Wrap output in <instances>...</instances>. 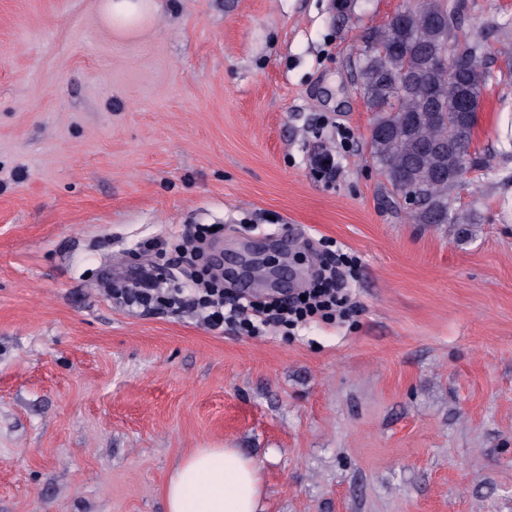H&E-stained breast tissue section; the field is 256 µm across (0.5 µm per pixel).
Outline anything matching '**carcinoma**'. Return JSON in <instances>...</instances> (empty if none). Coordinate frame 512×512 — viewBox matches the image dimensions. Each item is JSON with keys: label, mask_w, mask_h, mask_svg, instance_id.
Segmentation results:
<instances>
[{"label": "carcinoma", "mask_w": 512, "mask_h": 512, "mask_svg": "<svg viewBox=\"0 0 512 512\" xmlns=\"http://www.w3.org/2000/svg\"><path fill=\"white\" fill-rule=\"evenodd\" d=\"M465 0H419L401 16L370 27L356 58L357 78L372 124L373 162L404 197L414 193V224H470L473 214L456 206L459 167L479 166L469 153L477 111L492 72L486 62L482 31L463 30ZM441 53L459 57L451 76L433 72Z\"/></svg>", "instance_id": "carcinoma-1"}]
</instances>
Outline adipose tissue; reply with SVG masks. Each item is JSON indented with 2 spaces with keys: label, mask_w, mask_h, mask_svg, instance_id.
Masks as SVG:
<instances>
[{
  "label": "adipose tissue",
  "mask_w": 512,
  "mask_h": 512,
  "mask_svg": "<svg viewBox=\"0 0 512 512\" xmlns=\"http://www.w3.org/2000/svg\"><path fill=\"white\" fill-rule=\"evenodd\" d=\"M159 0H100L102 21L122 36L139 33ZM168 512H263L262 474L234 448H203L183 458L166 486Z\"/></svg>",
  "instance_id": "ef3b65f1"
}]
</instances>
